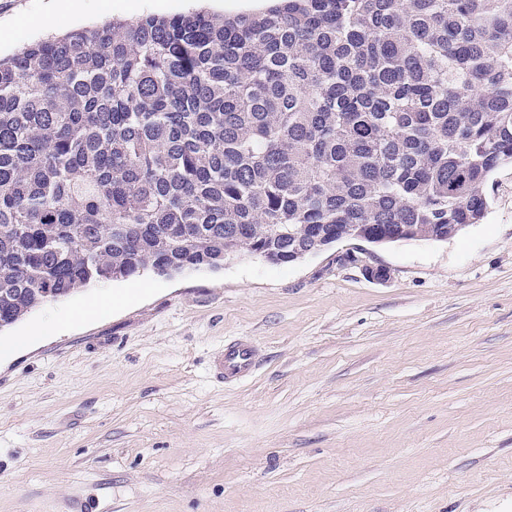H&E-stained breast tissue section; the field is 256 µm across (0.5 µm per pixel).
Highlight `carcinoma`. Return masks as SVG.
I'll list each match as a JSON object with an SVG mask.
<instances>
[{"instance_id": "obj_1", "label": "carcinoma", "mask_w": 512, "mask_h": 512, "mask_svg": "<svg viewBox=\"0 0 512 512\" xmlns=\"http://www.w3.org/2000/svg\"><path fill=\"white\" fill-rule=\"evenodd\" d=\"M512 163V0H276L0 59V329L72 292L477 224Z\"/></svg>"}]
</instances>
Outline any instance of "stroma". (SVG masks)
Returning <instances> with one entry per match:
<instances>
[{
    "label": "stroma",
    "mask_w": 512,
    "mask_h": 512,
    "mask_svg": "<svg viewBox=\"0 0 512 512\" xmlns=\"http://www.w3.org/2000/svg\"><path fill=\"white\" fill-rule=\"evenodd\" d=\"M263 7L0 0V57L112 19ZM484 191L481 223L445 242L234 253L0 329V512H512V164ZM236 339L258 364L228 384L210 364Z\"/></svg>",
    "instance_id": "1"
}]
</instances>
